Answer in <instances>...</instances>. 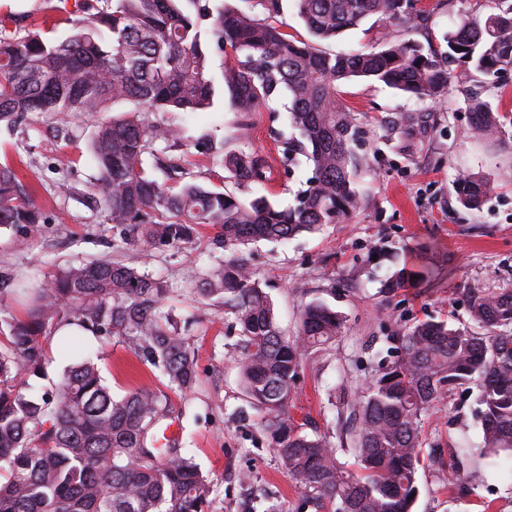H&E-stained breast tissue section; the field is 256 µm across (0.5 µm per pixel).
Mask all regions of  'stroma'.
Instances as JSON below:
<instances>
[{
  "label": "stroma",
  "instance_id": "35a3bbf8",
  "mask_svg": "<svg viewBox=\"0 0 512 512\" xmlns=\"http://www.w3.org/2000/svg\"><path fill=\"white\" fill-rule=\"evenodd\" d=\"M418 6L431 15L427 29L414 32L373 17L319 49L378 50L387 35L435 49L455 23L484 16L490 2L419 0ZM8 15L16 18L6 26L10 36L22 27L61 38L69 29L63 0H0V16ZM463 70V63H450L448 84L434 103L365 80L340 84L337 98L360 129L355 152L368 163L356 180L360 208L345 223L285 244L261 241L249 248L252 269L285 335H295L302 308L314 301L343 318L332 343L304 355L292 413L306 433L338 442V458L348 465L355 461L353 444L341 436L349 426V408L381 359L386 337L419 320L467 324L470 289L512 288V128L491 144L475 136L469 116L475 97L512 114V68L494 79ZM121 111L117 104L61 120L39 114L15 130L0 127V165L17 172L42 214L35 229L0 225V309L10 316L25 315L14 289L37 287L61 267L139 261V247L91 199L92 139L100 123ZM396 112L414 115L412 141L389 139L387 122ZM160 119L179 130V154L197 182L250 195L228 179L212 155L196 150V142L207 136L223 141L228 151L264 154L271 174L263 192L280 206L292 204L311 175L306 165L283 162L290 134L283 102L236 112L219 90L205 111L166 112ZM466 170L484 171L497 186L481 209H465L457 200L454 175ZM216 235L214 228H201L193 244L156 251L146 266L165 282L166 310L177 323H192L188 337L198 384L171 398L174 410L184 413L183 439L214 482L211 512H265L271 504L278 512H312L273 451L260 413L250 407L233 350L236 333L223 305L187 290V269L203 273L224 260ZM402 268L425 269L428 277L385 293V283ZM98 351L101 373L115 395L159 388L155 374L124 344L106 341ZM476 409L474 392L456 390L423 416L425 461L412 512H512V466L480 457L483 432ZM462 448L468 449V460L452 483L448 469Z\"/></svg>",
  "mask_w": 512,
  "mask_h": 512
}]
</instances>
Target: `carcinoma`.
Masks as SVG:
<instances>
[{
	"label": "carcinoma",
	"instance_id": "cac0c4a2",
	"mask_svg": "<svg viewBox=\"0 0 512 512\" xmlns=\"http://www.w3.org/2000/svg\"><path fill=\"white\" fill-rule=\"evenodd\" d=\"M74 0L64 40L29 31L0 37V125L14 127L36 113L63 117L129 103L93 138L100 205L150 253L191 242L201 225L218 230L216 244L232 253L207 273L191 275L194 293L217 298L237 329L234 351L245 395L262 415L272 447L289 477L320 509L333 512H411L424 439L421 417L444 393L478 382L477 404L490 458L512 460V289L476 290L469 322L418 321L390 337L392 360H381L354 405L356 468L336 457L335 444L311 436L290 412L294 384L309 349L339 333L342 319L310 303L296 336L283 335L273 305L242 247L288 241L341 224L361 205L355 189L360 163L352 145L359 129L336 101V86L354 78L382 83L419 102L436 101L448 83V60L487 78L512 66V3L498 0L484 18L462 21L443 35L446 50L424 52L410 40L389 39L379 51L327 54L313 47L376 16L416 31L430 14L416 0H295L310 40L274 21L279 0H262L266 17L223 5L200 23L182 0ZM224 51L223 87L236 112L288 96L294 135L283 155L311 168L295 203L280 207L255 193L247 200L186 178L174 130L151 115L211 107L215 84L207 44ZM473 131L492 141L503 115L483 101L470 104ZM397 114L392 134L412 135ZM240 187L261 186L269 164L256 152L209 143ZM152 156L166 179L145 168ZM461 205L478 210L494 192L481 172L460 173ZM17 173L0 166V225L40 223ZM163 281L137 266L103 260L60 270L28 291L27 318L8 322L0 342V512H209L211 482L185 443L159 444L170 396L148 388L112 396L90 346L67 353L60 380L38 397L25 377L45 375L46 344L57 329L77 326L96 341L115 339L167 379L174 393L197 384L194 352L162 310Z\"/></svg>",
	"mask_w": 512,
	"mask_h": 512
}]
</instances>
